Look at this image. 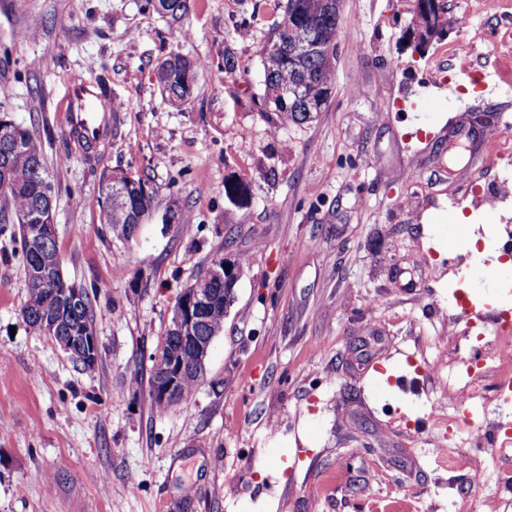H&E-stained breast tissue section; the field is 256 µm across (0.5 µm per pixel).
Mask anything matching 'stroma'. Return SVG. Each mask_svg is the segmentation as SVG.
<instances>
[{
    "label": "stroma",
    "instance_id": "1",
    "mask_svg": "<svg viewBox=\"0 0 512 512\" xmlns=\"http://www.w3.org/2000/svg\"><path fill=\"white\" fill-rule=\"evenodd\" d=\"M284 4L190 0L181 34L151 0H0V113L44 143L63 274L88 290L100 350L87 371L28 326L20 241L1 233L0 512H512V447L474 457L430 414L468 383L476 336L497 334L457 295L512 314V278L489 292L464 278L486 241L512 258L498 233L512 201L475 204L512 182V159L484 139L450 161L460 127L512 120L498 18L512 0L423 51L401 38L406 0H342L331 95L300 123L263 102L261 49ZM173 52L199 65L183 107L155 78ZM79 77L123 111L92 163L64 155L60 102ZM115 169L156 193L127 243L99 204ZM230 179L244 201L225 196ZM172 210L180 222L162 223ZM219 256L241 278L206 378L157 411L130 376L149 379L179 293Z\"/></svg>",
    "mask_w": 512,
    "mask_h": 512
}]
</instances>
